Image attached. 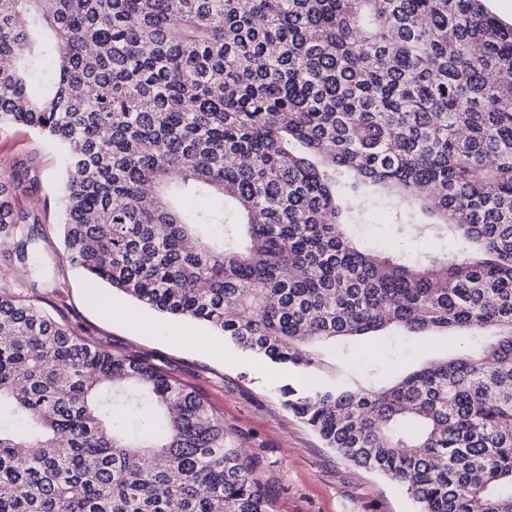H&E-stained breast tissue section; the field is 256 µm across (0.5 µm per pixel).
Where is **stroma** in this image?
I'll return each mask as SVG.
<instances>
[{"label": "stroma", "instance_id": "35a3bbf8", "mask_svg": "<svg viewBox=\"0 0 512 512\" xmlns=\"http://www.w3.org/2000/svg\"><path fill=\"white\" fill-rule=\"evenodd\" d=\"M62 168L59 151L31 131L0 129V172L14 180L28 170L37 176L35 188L17 190L15 205L40 214L37 246L44 260L40 274L22 272L12 244L0 245V288L66 320L112 353L152 359L202 390L239 446L265 464L277 512H417L397 483L344 460L284 408L281 387L304 381V374L243 352L188 320L144 308L137 326L103 313L97 289L64 257L57 194ZM394 223L389 204L377 202L362 212L355 235L385 256L412 250L413 241H400ZM445 351L434 340L414 348L397 339L365 340L327 360L325 368L357 379L375 365L388 380Z\"/></svg>", "mask_w": 512, "mask_h": 512}]
</instances>
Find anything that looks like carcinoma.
I'll return each instance as SVG.
<instances>
[{
	"instance_id": "obj_1",
	"label": "carcinoma",
	"mask_w": 512,
	"mask_h": 512,
	"mask_svg": "<svg viewBox=\"0 0 512 512\" xmlns=\"http://www.w3.org/2000/svg\"><path fill=\"white\" fill-rule=\"evenodd\" d=\"M64 155L91 286L306 371L397 328L480 350L284 406L419 512H512V24L484 0H0V129ZM241 158V165L228 159ZM462 248L353 246L336 173ZM0 242L36 268L38 214ZM0 512H275L207 396L0 289Z\"/></svg>"
}]
</instances>
